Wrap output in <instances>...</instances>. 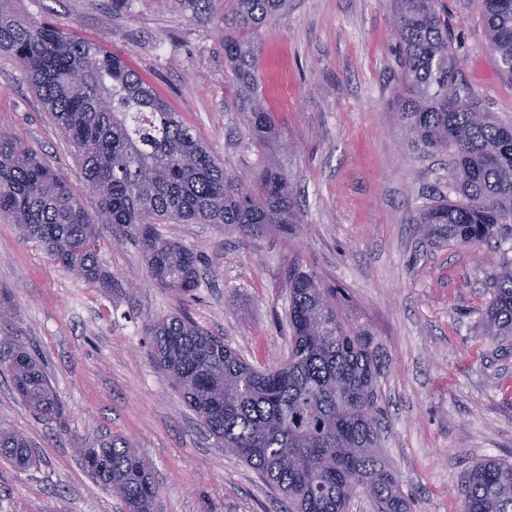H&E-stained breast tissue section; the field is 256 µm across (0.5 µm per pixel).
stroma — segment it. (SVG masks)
I'll return each instance as SVG.
<instances>
[{"label":"stroma","instance_id":"35a3bbf8","mask_svg":"<svg viewBox=\"0 0 512 512\" xmlns=\"http://www.w3.org/2000/svg\"><path fill=\"white\" fill-rule=\"evenodd\" d=\"M459 78L485 111L512 126V82L487 48L480 0H444ZM394 0H291L262 37L260 86L285 144L301 222L284 234L170 221L164 238L201 254L204 281L175 295L151 278L135 235L100 228L111 290L58 267L43 246L0 216V353L22 348L42 364L64 407L37 417L0 373V424L20 431L39 463L0 460V512H122L78 451L102 435L128 439L151 462L161 512H283L251 468L225 453L157 367L146 324L188 315L252 365L288 354L286 272L300 265L340 289L346 314L373 334L380 441L410 512H462L465 471L512 460V352L493 354L481 322L489 279L512 260L500 246L435 247L414 222L433 198L453 197L448 159L408 146L393 97L399 76ZM25 18L101 42L166 99L244 183L269 161L237 107L218 32L233 0L198 18L175 0H18ZM0 133L20 137L66 178L88 213L97 199L77 152L0 57Z\"/></svg>","mask_w":512,"mask_h":512}]
</instances>
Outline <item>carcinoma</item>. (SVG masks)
<instances>
[{
  "label": "carcinoma",
  "instance_id": "cac0c4a2",
  "mask_svg": "<svg viewBox=\"0 0 512 512\" xmlns=\"http://www.w3.org/2000/svg\"><path fill=\"white\" fill-rule=\"evenodd\" d=\"M195 16L216 0H178ZM288 11V0H235L224 22V60L239 110L253 138L270 153L281 140L260 92L261 35ZM489 51L512 77V0H483ZM395 103L411 147L451 159L459 199L422 208L431 244L477 247L512 238V128L483 111L458 81V61L440 0H399ZM22 66L36 96L78 152L92 217L69 183L16 136L0 134V214L19 234L41 243L52 260L103 288L112 276L98 260V225L132 229L151 278L177 295L200 286V256L161 238L170 220L236 228L249 236L300 223L290 177L277 162L254 181H238L179 119L167 101L104 45L28 21L15 0H0V55ZM287 358L257 368L224 340L184 316L147 327L159 368L224 450L250 466L288 503L287 512H346L367 492L379 512H408L400 482L379 437L375 383L381 362L372 333L348 322L334 288L312 269L287 273ZM483 316L493 351L512 350V267L492 278ZM15 390L37 414L62 417L42 367L16 351L5 359ZM93 477L125 512H159L151 468L124 439L79 445ZM28 469L35 452L17 431L0 426V459ZM463 512H512V462L485 460L462 478Z\"/></svg>",
  "mask_w": 512,
  "mask_h": 512
}]
</instances>
